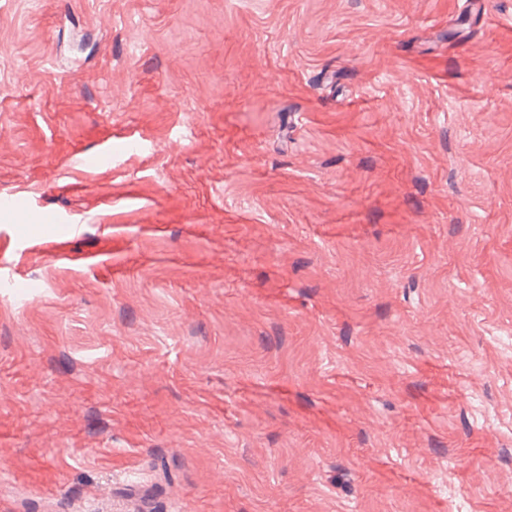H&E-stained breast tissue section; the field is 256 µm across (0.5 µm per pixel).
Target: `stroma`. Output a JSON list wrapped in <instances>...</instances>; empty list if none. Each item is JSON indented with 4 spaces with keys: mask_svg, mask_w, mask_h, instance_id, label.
I'll list each match as a JSON object with an SVG mask.
<instances>
[{
    "mask_svg": "<svg viewBox=\"0 0 512 512\" xmlns=\"http://www.w3.org/2000/svg\"><path fill=\"white\" fill-rule=\"evenodd\" d=\"M21 188L0 512H512V0H0Z\"/></svg>",
    "mask_w": 512,
    "mask_h": 512,
    "instance_id": "obj_1",
    "label": "stroma"
}]
</instances>
